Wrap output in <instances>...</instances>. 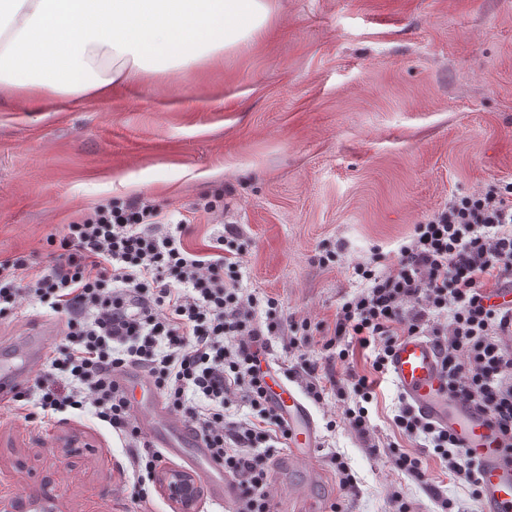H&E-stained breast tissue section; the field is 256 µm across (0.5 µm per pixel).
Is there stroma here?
Listing matches in <instances>:
<instances>
[{
  "mask_svg": "<svg viewBox=\"0 0 512 512\" xmlns=\"http://www.w3.org/2000/svg\"><path fill=\"white\" fill-rule=\"evenodd\" d=\"M257 41L218 59L113 86L81 98L0 95V258L24 254L52 264L49 234L94 207L144 197L190 224L197 250L225 229L247 245L244 292L275 299L284 325L270 360L298 389L315 367L324 388L311 402L321 445L320 491L340 512H390L398 491L415 512H477L474 485L448 472L433 449L394 424L400 394L377 377L367 405L370 438L343 418L354 406L350 375L371 372L370 351L346 361L323 343L336 309L361 291L357 263L391 261L414 224L457 194L512 182V0H268ZM222 200L211 223L202 199ZM339 252L325 266V251ZM309 320L306 341L288 345ZM46 326L39 303L0 321V355ZM418 453L425 476L398 470L391 444ZM131 449L93 409L42 417L0 403V502L54 495L55 512H175L158 485L130 498ZM353 487L339 484L335 458Z\"/></svg>",
  "mask_w": 512,
  "mask_h": 512,
  "instance_id": "1",
  "label": "stroma"
}]
</instances>
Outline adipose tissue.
Returning a JSON list of instances; mask_svg holds the SVG:
<instances>
[{"label":"adipose tissue","instance_id":"adipose-tissue-1","mask_svg":"<svg viewBox=\"0 0 512 512\" xmlns=\"http://www.w3.org/2000/svg\"><path fill=\"white\" fill-rule=\"evenodd\" d=\"M267 0H0V93H107L255 40Z\"/></svg>","mask_w":512,"mask_h":512}]
</instances>
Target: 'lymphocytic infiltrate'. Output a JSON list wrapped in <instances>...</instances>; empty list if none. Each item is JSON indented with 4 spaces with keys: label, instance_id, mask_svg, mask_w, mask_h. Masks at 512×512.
Here are the masks:
<instances>
[{
    "label": "lymphocytic infiltrate",
    "instance_id": "obj_1",
    "mask_svg": "<svg viewBox=\"0 0 512 512\" xmlns=\"http://www.w3.org/2000/svg\"><path fill=\"white\" fill-rule=\"evenodd\" d=\"M188 233L147 199L99 205L48 237L59 248L54 264L36 269L23 255L0 258V319L31 302L57 317L58 354L50 373L35 378L42 414L92 406L134 449L136 502L148 500L162 454L143 440L117 380L130 365L149 375L240 486L234 512H271L267 461L288 430L268 403L256 349L282 322L256 323L261 301L239 282L243 246L221 235L202 253L186 244ZM355 272L367 286L338 306L325 349L343 361L358 343L381 373L401 337H432L449 391L487 409L512 435V308L484 303L486 291L512 286V182L453 197L414 225L386 268L360 263ZM55 370L64 382L52 378ZM236 397L252 420L226 421L224 407ZM394 423L473 481V461L447 431L406 405Z\"/></svg>",
    "mask_w": 512,
    "mask_h": 512
}]
</instances>
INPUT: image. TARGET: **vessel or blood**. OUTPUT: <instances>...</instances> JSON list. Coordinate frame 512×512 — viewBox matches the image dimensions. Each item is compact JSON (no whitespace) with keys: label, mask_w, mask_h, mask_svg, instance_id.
<instances>
[{"label":"vessel or blood","mask_w":512,"mask_h":512,"mask_svg":"<svg viewBox=\"0 0 512 512\" xmlns=\"http://www.w3.org/2000/svg\"><path fill=\"white\" fill-rule=\"evenodd\" d=\"M388 373L411 408L447 429L474 461L478 512H512V440L500 431L489 411L449 392L434 343L425 336L401 337L388 359ZM118 380L128 394L140 428L157 447L172 457L192 450L190 465L209 500L232 505L239 496L237 483L212 459L203 441L164 405L148 375L132 366L119 373ZM264 381L276 413L288 427V451L278 465L292 471L301 467L306 470L305 483L293 486L290 494L296 512H329L327 504L310 491L311 485L324 478L322 470L313 464L320 446L314 415L294 385L271 371Z\"/></svg>","instance_id":"obj_1"}]
</instances>
